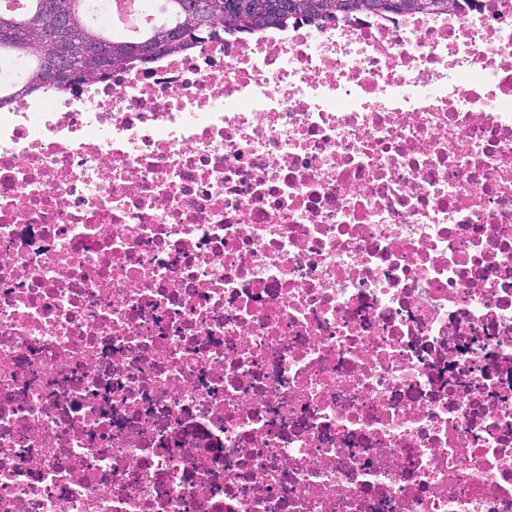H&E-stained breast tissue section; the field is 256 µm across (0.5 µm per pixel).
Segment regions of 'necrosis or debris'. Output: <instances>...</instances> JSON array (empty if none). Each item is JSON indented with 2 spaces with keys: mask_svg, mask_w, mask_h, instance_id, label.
I'll return each instance as SVG.
<instances>
[{
  "mask_svg": "<svg viewBox=\"0 0 512 512\" xmlns=\"http://www.w3.org/2000/svg\"><path fill=\"white\" fill-rule=\"evenodd\" d=\"M0 64V512H512V0Z\"/></svg>",
  "mask_w": 512,
  "mask_h": 512,
  "instance_id": "obj_1",
  "label": "necrosis or debris"
}]
</instances>
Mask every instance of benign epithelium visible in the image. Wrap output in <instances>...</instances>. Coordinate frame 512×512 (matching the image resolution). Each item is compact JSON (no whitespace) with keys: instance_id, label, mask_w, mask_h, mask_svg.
I'll return each instance as SVG.
<instances>
[{"instance_id":"benign-epithelium-1","label":"benign epithelium","mask_w":512,"mask_h":512,"mask_svg":"<svg viewBox=\"0 0 512 512\" xmlns=\"http://www.w3.org/2000/svg\"><path fill=\"white\" fill-rule=\"evenodd\" d=\"M53 12L54 22L45 30L43 38L53 47L54 58L49 65L45 80L49 85H67L71 82L90 80V76L75 64L79 57L92 56L97 60V73L101 74L111 66L104 63L102 53L97 45L85 42L76 49L72 43L74 24L69 7L49 4ZM188 26L191 33L180 30L171 34L175 41L189 38V35H200L205 31L214 29L218 25L215 0H187Z\"/></svg>"}]
</instances>
